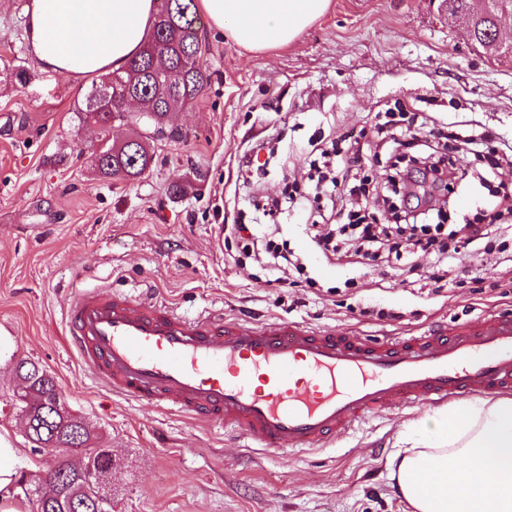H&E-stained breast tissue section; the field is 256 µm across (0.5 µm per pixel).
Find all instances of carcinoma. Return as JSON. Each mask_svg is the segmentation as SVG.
I'll list each match as a JSON object with an SVG mask.
<instances>
[{
  "label": "carcinoma",
  "mask_w": 512,
  "mask_h": 512,
  "mask_svg": "<svg viewBox=\"0 0 512 512\" xmlns=\"http://www.w3.org/2000/svg\"><path fill=\"white\" fill-rule=\"evenodd\" d=\"M194 0H162L155 15L152 34L143 50L132 57L125 67L114 72L112 86L93 87L85 104L84 120L105 132L112 121L126 118L119 103L126 98L141 100L144 112L140 118L146 133L121 144H107L96 155L100 173L112 178L135 179L150 167L153 161L150 141L164 135L174 137L176 130H166L169 107L193 101L207 85L209 76L200 63V46L195 23L199 20L193 11ZM448 14L460 17L465 23L466 37L483 50L497 53L500 44L492 32L495 22L485 15L478 0H448ZM109 98H104V95ZM24 395L19 402L21 412L42 407L33 417L26 431L30 448L54 441L57 452L79 450L96 436L81 417L67 406L54 408L52 397L59 389L54 376L45 368L32 363L22 372ZM84 471L68 461H60L48 471V481L54 487L53 495L45 497L40 487L27 485L20 493L32 502V512H97L94 494L75 489L83 483Z\"/></svg>",
  "instance_id": "cac0c4a2"
}]
</instances>
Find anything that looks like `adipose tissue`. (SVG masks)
Returning a JSON list of instances; mask_svg holds the SVG:
<instances>
[{"label":"adipose tissue","instance_id":"adipose-tissue-1","mask_svg":"<svg viewBox=\"0 0 512 512\" xmlns=\"http://www.w3.org/2000/svg\"><path fill=\"white\" fill-rule=\"evenodd\" d=\"M330 0H195L217 34L261 53L285 48ZM154 0H27L26 39L45 69L74 80L124 68L148 39ZM391 458L411 512H512V397L458 401L413 423Z\"/></svg>","mask_w":512,"mask_h":512}]
</instances>
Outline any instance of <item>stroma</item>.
<instances>
[{"instance_id": "obj_1", "label": "stroma", "mask_w": 512, "mask_h": 512, "mask_svg": "<svg viewBox=\"0 0 512 512\" xmlns=\"http://www.w3.org/2000/svg\"><path fill=\"white\" fill-rule=\"evenodd\" d=\"M26 2L0 0V437L19 472L39 481L48 469L13 401L14 362L26 359L55 375L96 447L111 449L114 512H407L388 458L425 411L381 413L333 446L291 456L254 448L104 390L71 349L68 302L82 288L148 289L187 316L293 319L370 340L512 311L504 254L460 272L453 288L437 287L426 258L407 280L396 265L366 262L347 288L346 268L309 250L308 215L293 211L282 223L308 272L282 288L258 264L238 265V241L223 230L307 172L316 142L358 134L397 100L426 117L418 142L465 121L489 133V147L512 149V17L498 55L468 41L437 0H331L293 44L265 53L202 24L207 86L170 113L179 135L153 142L150 169L121 180L99 172L96 148L135 138L142 122L117 120L104 133L83 121L93 83L38 66ZM258 144L274 152L262 175L242 159Z\"/></svg>"}]
</instances>
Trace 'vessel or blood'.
Returning <instances> with one entry per match:
<instances>
[{"label": "vessel or blood", "instance_id": "1", "mask_svg": "<svg viewBox=\"0 0 512 512\" xmlns=\"http://www.w3.org/2000/svg\"><path fill=\"white\" fill-rule=\"evenodd\" d=\"M67 328L108 392L282 454L327 447L376 413L512 389V313L371 342L289 320L189 317L103 288L73 294Z\"/></svg>", "mask_w": 512, "mask_h": 512}]
</instances>
